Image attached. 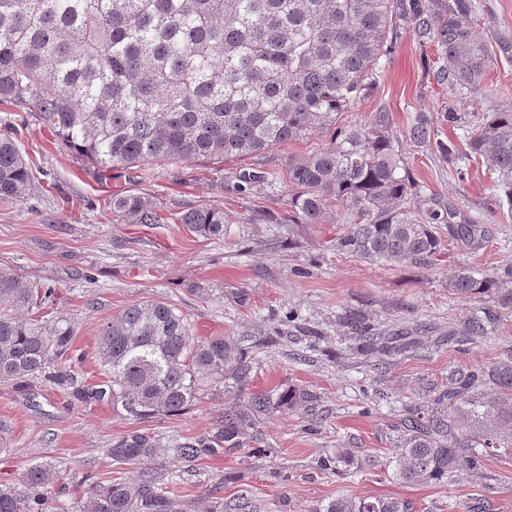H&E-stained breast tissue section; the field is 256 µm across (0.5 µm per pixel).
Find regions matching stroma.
Returning <instances> with one entry per match:
<instances>
[{
    "instance_id": "35a3bbf8",
    "label": "stroma",
    "mask_w": 512,
    "mask_h": 512,
    "mask_svg": "<svg viewBox=\"0 0 512 512\" xmlns=\"http://www.w3.org/2000/svg\"><path fill=\"white\" fill-rule=\"evenodd\" d=\"M438 56L437 46L420 45L409 25L398 22L372 90L338 116L343 129L390 113L388 134L421 187V206L452 208L459 221L489 225L487 248L445 241L428 270L337 253L339 204L329 205L320 224H277L274 216L286 210L281 201L260 188L236 190L237 174L249 168L276 173L279 186H287L289 161L325 147L331 131L255 157L104 172L26 112L0 104V131L14 132L36 183L26 201L0 200V267L27 285L54 288L45 319L53 325L63 318L72 327L73 354L87 384L106 379L96 358L103 325L130 305L156 300L180 311L195 335L241 338L255 359L254 390L297 385L320 398L318 417L297 409L264 420L263 451L245 448L201 462L187 480L183 512H208L214 496L242 494L262 512H314L344 494L407 499L414 512H466L477 498L490 512H512V457L489 458L488 476L442 484L408 485L392 471L403 405L421 401L431 385L446 386L449 367L512 357V309L502 311L490 340L459 347L435 342L462 329L473 307L451 293L453 272L512 264V211L491 176L473 168L458 180L433 149L434 140L458 136L448 109L469 115L512 103V62L491 67L486 91L456 94L438 71ZM420 115L431 122L430 139L415 143L408 131ZM125 192L146 198L158 223L113 215L108 199ZM202 205L223 208V238H202L179 224L182 212ZM262 209L269 219L253 220ZM89 273L95 284L86 282ZM351 315L390 331L421 327L423 342L378 366L376 356L351 352ZM233 399L210 381L195 406L143 423L107 399L78 402L40 376L0 382V483L21 485L32 463L50 460L66 484L61 501L70 504L80 498L85 476L116 475L105 453L113 441L138 429L165 440L205 433ZM340 448L372 456L377 475L318 470V460Z\"/></svg>"
}]
</instances>
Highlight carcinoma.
Segmentation results:
<instances>
[{
	"mask_svg": "<svg viewBox=\"0 0 512 512\" xmlns=\"http://www.w3.org/2000/svg\"><path fill=\"white\" fill-rule=\"evenodd\" d=\"M411 25L441 50L440 74L454 92L477 93L498 56L512 60V40L491 46L478 38L473 0H0V103L31 113L63 145L109 171L148 168L185 158L248 157L336 124L360 101L391 45L395 20ZM448 124L467 133L469 156L482 160L512 208V107L465 120L448 111ZM390 116L336 133L323 150L288 163V216L281 223L320 224L329 203L343 207L346 231L336 252L428 269L443 247L438 225L471 250L490 241L485 224H457L441 213L412 207L413 185L401 152L387 134ZM435 150L458 179L466 172L453 140ZM269 182L264 170L243 171L237 188ZM32 170L17 139L0 133V199L25 201ZM112 213L136 224L157 216L138 194H115ZM180 223L207 239L224 236V210L198 206ZM454 295L485 293L512 306V265L492 273L456 271ZM29 288L0 269V381L45 376L81 401L105 396L142 420L178 413L199 401L206 380L222 379L243 396L224 405L212 431L173 440L135 431L106 449L130 477L92 482L78 512H181L179 497L148 466L162 449L185 471L205 459L235 453L258 441L263 419L295 407L314 409L318 396L300 386L251 390L253 362L234 336H193L188 320L160 301L126 308L103 328L97 343L107 388L83 384L69 364V327L10 313L53 295ZM494 318L479 311L448 345L479 341ZM357 349L380 364L415 348L418 329L389 334L351 321ZM395 477L405 484L445 483L480 476L486 458L512 456V359L479 369L450 371V387L428 390L404 409L395 441ZM372 470L375 461L353 448L318 461ZM56 466L40 463L23 475L28 491L0 484V512H68L52 489ZM406 499L340 496L319 512H413ZM213 512H257L249 498L218 502Z\"/></svg>",
	"mask_w": 512,
	"mask_h": 512,
	"instance_id": "cac0c4a2",
	"label": "carcinoma"
}]
</instances>
